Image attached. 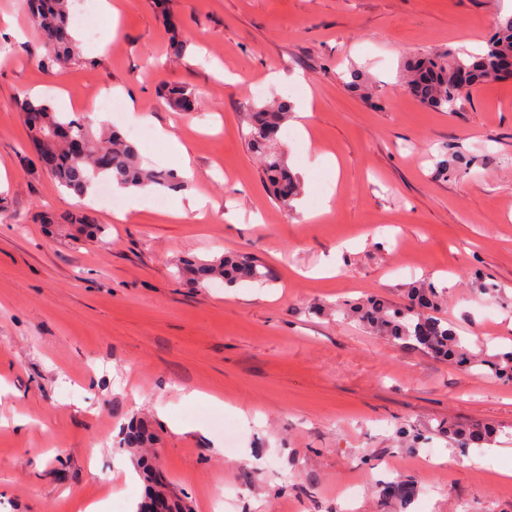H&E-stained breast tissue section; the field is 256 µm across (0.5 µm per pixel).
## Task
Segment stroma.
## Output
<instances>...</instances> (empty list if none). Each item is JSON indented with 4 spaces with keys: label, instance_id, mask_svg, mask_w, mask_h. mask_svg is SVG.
Listing matches in <instances>:
<instances>
[{
    "label": "stroma",
    "instance_id": "stroma-1",
    "mask_svg": "<svg viewBox=\"0 0 512 512\" xmlns=\"http://www.w3.org/2000/svg\"><path fill=\"white\" fill-rule=\"evenodd\" d=\"M121 4L117 36L99 0L72 7L78 30L98 14L97 33L80 63L43 69L31 17L0 0V512L104 498L139 512L145 485L120 470L137 464L123 443L135 420L160 438L150 462L191 512H394L382 491L395 482L419 488L405 512H512V381L491 369L512 350V79L451 112L401 80L416 56L477 48L512 0ZM353 69L368 95L347 87ZM175 83L195 89V111L168 106ZM257 86L311 110L279 138L304 185L288 207L246 145ZM116 88L106 123L148 167L178 168L157 128L184 143L203 218H172L169 191L165 208L150 194L118 222L40 168L19 101L86 116ZM75 213L104 236L74 239ZM228 252L257 259L268 283L176 276ZM415 283L438 287L433 314L468 365L347 314L374 298L406 307ZM193 389L223 408L185 400ZM452 423L496 435L469 444Z\"/></svg>",
    "mask_w": 512,
    "mask_h": 512
}]
</instances>
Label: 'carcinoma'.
I'll return each instance as SVG.
<instances>
[{"label":"carcinoma","instance_id":"cac0c4a2","mask_svg":"<svg viewBox=\"0 0 512 512\" xmlns=\"http://www.w3.org/2000/svg\"><path fill=\"white\" fill-rule=\"evenodd\" d=\"M24 11L37 24L43 52L34 57L41 67H66L80 59L79 43L69 24L72 0H21ZM512 56V15L499 20L492 34L476 52L450 53L446 57H428L409 68L406 86L414 96L435 111L451 110L461 97L458 80L465 77L467 88L502 79L501 70L507 57ZM167 104L178 112H187L196 101V93L186 84H174L165 91ZM248 148L263 159V177L273 197L287 205L300 196L299 178L291 172L284 153L277 148V134L288 120V104H254L246 107ZM23 122L41 166L65 189L81 196L86 189L103 181L117 180L130 187L156 185L171 188L173 173L142 166L137 147L116 131L97 137L86 117L61 115L40 100H21ZM82 143L86 151L80 161L72 158L75 144ZM78 232L88 236L104 233V227L88 215L74 218ZM181 273L195 283L220 278L229 286L241 282L264 283L266 268L248 256L226 254L214 261H200L182 268ZM435 287L423 286L411 290L412 307L385 312L382 320L395 339H413L424 348L434 346L436 358L460 366L468 364L467 349L458 340L449 349H441L448 327L433 316L414 314V307L423 299L434 306ZM129 448L154 447L159 438L135 425L125 434Z\"/></svg>","mask_w":512,"mask_h":512}]
</instances>
